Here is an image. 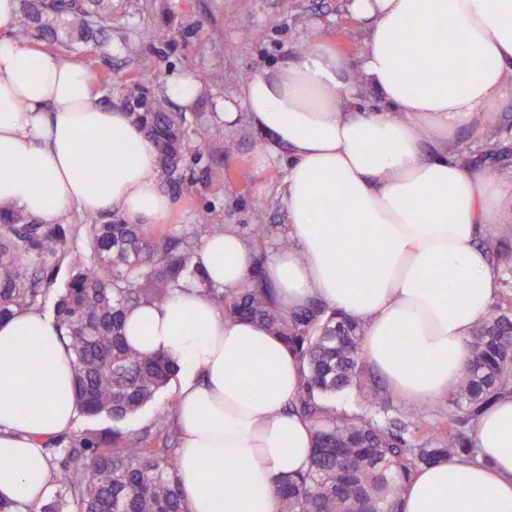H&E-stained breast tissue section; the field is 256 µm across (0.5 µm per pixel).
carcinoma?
<instances>
[{
  "label": "carcinoma",
  "instance_id": "carcinoma-1",
  "mask_svg": "<svg viewBox=\"0 0 512 512\" xmlns=\"http://www.w3.org/2000/svg\"><path fill=\"white\" fill-rule=\"evenodd\" d=\"M116 0H19L16 35L36 40L66 61L79 60L84 48L103 57L117 50L129 60L142 56L135 34L112 40ZM169 73L157 74L155 88L124 80L112 101V74L101 78L104 102L128 112L155 146L161 185L172 195L186 181L189 142L206 146L212 126L194 112L173 111L167 94ZM249 243L264 258L271 226L257 214ZM197 223L224 231V213L203 207ZM83 229L89 252L71 245V225ZM485 244L497 267L496 301L475 324L467 341L469 356L458 383L448 388V410L429 414L397 404L369 368L362 343L365 323L329 309L318 299L283 313L274 289L254 274L239 288H207L224 320H252L266 327L298 355L302 387L293 410L312 427L313 445L306 470L277 485L282 512H401L410 477L441 459L477 460L471 432L477 417L494 401L512 394V238L494 224ZM198 243L184 237L156 236L118 211L66 215L44 224L16 209H0V321L33 309L43 286L67 268L53 318L64 329L74 358L81 414L106 415L115 423L134 416L168 387L176 361L146 355L125 338L126 313L144 303H165L177 289L204 286L195 262ZM352 394L356 406L337 399ZM179 412L177 399L153 429L129 436L89 430L79 439H47L56 495L32 512H188L176 482L177 458L170 440Z\"/></svg>",
  "mask_w": 512,
  "mask_h": 512
}]
</instances>
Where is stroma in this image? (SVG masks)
Masks as SVG:
<instances>
[{
  "mask_svg": "<svg viewBox=\"0 0 512 512\" xmlns=\"http://www.w3.org/2000/svg\"><path fill=\"white\" fill-rule=\"evenodd\" d=\"M349 0H156L152 11L140 9L138 0H124L113 21L115 29L132 28L143 40V54L131 62L112 58V70L137 77L152 85L158 70L206 77L210 94L198 104L204 118L222 109L224 99L240 91L244 79L274 66L292 48L325 43L337 52L357 57L363 50L362 25L348 9ZM207 43L199 52V43ZM234 141L233 153H224L225 141ZM266 137L248 119L239 115L232 123H221L200 159H188V180L174 200L168 217L151 225L156 234L172 233L204 239L207 225L197 223L199 208L212 205L224 213V223L242 237L253 235L256 214H263L274 232L269 250L287 241V218L283 208L266 209L267 199L278 197L285 171L280 167L258 169L256 158ZM212 175H205L206 166ZM180 380L138 414L120 424L107 417L79 418L75 434L119 427L126 434L141 432L162 415L169 398L177 397Z\"/></svg>",
  "mask_w": 512,
  "mask_h": 512,
  "instance_id": "35a3bbf8",
  "label": "stroma"
}]
</instances>
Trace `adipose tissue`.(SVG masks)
<instances>
[{"mask_svg": "<svg viewBox=\"0 0 512 512\" xmlns=\"http://www.w3.org/2000/svg\"><path fill=\"white\" fill-rule=\"evenodd\" d=\"M365 49L324 44L247 77L225 119L245 109L269 140L259 167L286 171L287 248L261 261L234 229L209 236L206 288H235L259 269L288 311L317 298L362 319L363 352L390 389L422 405L462 375L466 341L495 301L479 244L504 188L466 166L455 134L512 95V0H350ZM0 0V208L45 224L71 211H120L156 224L171 211L153 145L129 114L104 107L86 67L22 44ZM459 78L449 82V67ZM372 92L384 105L362 112ZM206 288L177 290L127 316L130 344L182 371L176 478L188 512H280L279 479L307 467L311 427L289 406L302 366L275 336L225 321ZM62 329L35 309L0 322V498L32 512L52 487L42 442L78 414ZM478 462L418 470L403 512H512V397L477 420ZM240 475L210 482L215 457Z\"/></svg>", "mask_w": 512, "mask_h": 512, "instance_id": "ef3b65f1", "label": "adipose tissue"}]
</instances>
